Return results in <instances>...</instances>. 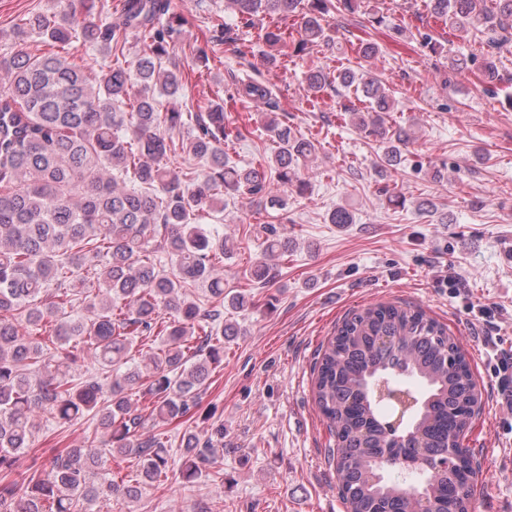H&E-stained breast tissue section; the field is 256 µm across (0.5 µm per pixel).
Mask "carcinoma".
Here are the masks:
<instances>
[{"label":"carcinoma","mask_w":512,"mask_h":512,"mask_svg":"<svg viewBox=\"0 0 512 512\" xmlns=\"http://www.w3.org/2000/svg\"><path fill=\"white\" fill-rule=\"evenodd\" d=\"M434 16L463 37L475 30L487 47L482 67L495 77L497 53L512 42V0H429ZM241 26L268 16L274 28L260 33L270 47L263 65L275 67L319 43L330 44L327 18L355 13L361 0H224ZM169 0H119L118 21L88 22L72 9L28 19L29 30L61 46L80 42L123 52L128 35L145 49L134 72L109 65L89 79L85 68L56 53L22 49L6 61L0 86V512H101L119 495L140 502L147 486L172 473L190 489L220 449L192 431L173 457L163 433L144 435L188 416L224 360V341L240 335L222 320V308L255 305L251 287L276 278L272 258L288 255L292 241L261 225L265 258L245 270L247 289H224L216 274L224 239L196 223L201 211L224 210V196L239 195L281 209L302 194L300 162L315 142L284 121L265 116L277 144L268 162L241 168L224 144L240 130L224 121V107L195 115L186 141L173 133L184 113L160 112L156 94L176 98L184 70L158 61L176 44L182 18ZM27 30V31H29ZM20 30L17 38L27 36ZM312 95L331 83L315 64L304 73ZM336 82L362 93L366 106L340 111L378 145L377 173L389 177L404 162L411 131L387 120L393 100L374 76L344 69ZM237 95L276 107L272 91L251 76ZM135 98L132 110L119 107ZM183 152L204 162L200 171L175 166ZM170 257L166 268L162 256ZM206 281L216 305L192 299ZM98 288L85 296L88 285ZM31 327L37 335L23 333ZM154 339L155 351L134 363L137 341ZM89 350L97 368L78 371ZM314 395L336 447L334 463L348 512H471L475 479L453 449L469 430L480 403L473 372L458 337L420 306L371 304L352 312L321 347L314 366ZM384 380L407 391L416 404L400 430L385 428L373 386ZM149 399L146 410L133 397ZM59 424L92 418L94 435L81 448H57L48 464L19 471L32 446L37 417ZM133 458L140 481L112 478V460ZM393 469L402 477L393 478Z\"/></svg>","instance_id":"cac0c4a2"}]
</instances>
